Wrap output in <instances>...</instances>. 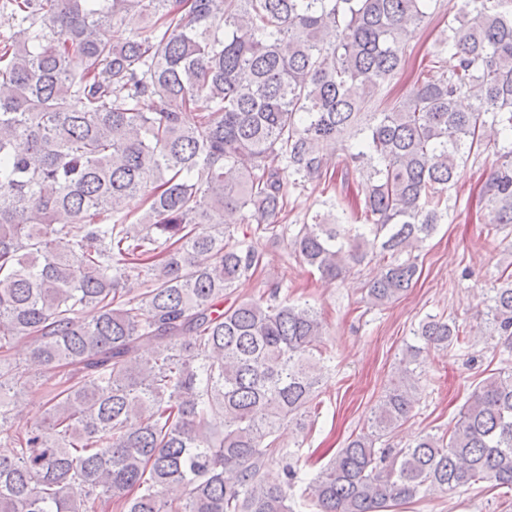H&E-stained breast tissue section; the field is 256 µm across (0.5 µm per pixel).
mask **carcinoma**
Wrapping results in <instances>:
<instances>
[{
	"mask_svg": "<svg viewBox=\"0 0 512 512\" xmlns=\"http://www.w3.org/2000/svg\"><path fill=\"white\" fill-rule=\"evenodd\" d=\"M437 2L0 0V512H295L298 498L388 512L478 482L512 491V367L475 384L447 431L387 444L423 353L463 341L437 316L413 330L367 431L300 478L279 438L316 407L325 320L278 281L231 298L262 254L226 211L289 236L326 281L377 259L369 303L403 297L459 161L490 134L503 144L482 199L512 224V0H448L416 90L391 93ZM336 140L362 209L331 196L290 227L293 193L330 191ZM485 316L512 351V273ZM34 389L49 417L17 427Z\"/></svg>",
	"mask_w": 512,
	"mask_h": 512,
	"instance_id": "obj_1",
	"label": "carcinoma"
}]
</instances>
